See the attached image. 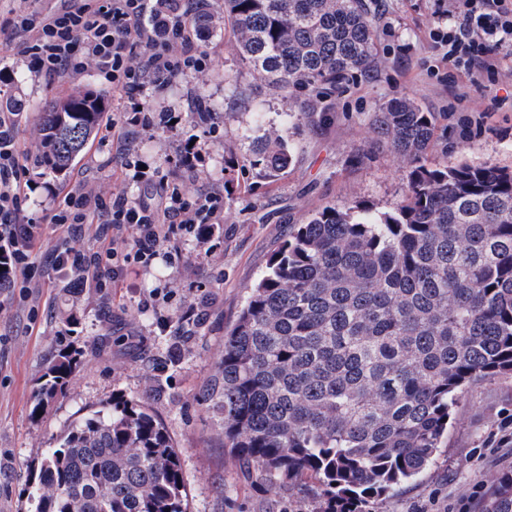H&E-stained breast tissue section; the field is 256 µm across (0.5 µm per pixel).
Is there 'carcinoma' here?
Returning <instances> with one entry per match:
<instances>
[{"label": "carcinoma", "instance_id": "carcinoma-1", "mask_svg": "<svg viewBox=\"0 0 512 512\" xmlns=\"http://www.w3.org/2000/svg\"><path fill=\"white\" fill-rule=\"evenodd\" d=\"M202 30L210 0H195ZM246 68L274 87L333 85L369 71L374 23L364 0H223ZM66 95L40 117V163L69 169L101 120L100 95ZM451 112L394 98L372 113L374 148L401 162L407 193L387 211L327 206L289 226L224 337L218 387L224 447L267 479L309 477L324 512H359L419 476L477 381L512 373V170L429 156L466 142ZM80 125L78 146L66 147ZM286 130L267 131L249 166L275 179L292 163ZM76 358L58 355L38 404L63 393ZM36 512H186L179 456L160 420L133 401L94 412L48 449ZM486 512H512V470Z\"/></svg>", "mask_w": 512, "mask_h": 512}]
</instances>
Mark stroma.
<instances>
[{
	"label": "stroma",
	"mask_w": 512,
	"mask_h": 512,
	"mask_svg": "<svg viewBox=\"0 0 512 512\" xmlns=\"http://www.w3.org/2000/svg\"><path fill=\"white\" fill-rule=\"evenodd\" d=\"M434 0H380L374 22L373 73L352 74L318 89L285 91L243 75V64L223 28L201 32L199 43L213 60L200 82L202 107L215 115L221 136L210 142L203 172L186 181L189 193L223 185L224 166L244 163L266 130L287 127L293 164L272 182L246 173L244 189L224 201V221L205 243L186 236L165 244L167 259L131 269L105 293L71 288L62 273L35 303L19 291L0 292V512H34L29 490L49 448L82 418L116 400L142 402L164 425L179 455L188 492V512H323L313 482H271L244 467L224 446L222 425L204 396L217 376L224 336L249 289L288 238V227L327 206L354 202L376 210L392 207L406 193L404 171L394 154L377 151L355 162L353 153L371 141L368 118L382 104L406 97L429 112L466 118L471 136L454 158L473 165L512 169V56L504 57L495 81L470 82L449 73L430 36ZM0 31V88L21 114L19 138L32 159L30 176L39 188L24 211L41 225L34 246L37 265L51 261L55 234L44 217L49 187L87 178L103 191L137 196L156 193L160 175L175 179L176 147L188 137L205 139L206 124L189 118L176 130L157 127L139 142L136 161L145 165L138 184L102 167L109 149L91 139L73 166L49 173L41 154L39 117L45 101L90 89L103 94L107 110L124 100L95 71L74 83H48L5 57L14 40ZM330 111L321 126L305 113ZM294 113L286 123V113ZM200 316L185 320L184 307ZM73 350L78 364L67 391L34 414L36 394L48 365ZM512 374L470 386L448 430V443L415 480L363 512H482L496 476L512 470Z\"/></svg>",
	"instance_id": "1"
}]
</instances>
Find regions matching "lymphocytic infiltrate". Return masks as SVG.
<instances>
[{"instance_id": "1", "label": "lymphocytic infiltrate", "mask_w": 512, "mask_h": 512, "mask_svg": "<svg viewBox=\"0 0 512 512\" xmlns=\"http://www.w3.org/2000/svg\"><path fill=\"white\" fill-rule=\"evenodd\" d=\"M186 0H55L44 16L10 12L1 26L16 32L9 47L35 76L70 82L95 70L128 99L106 130L117 136L116 155L126 176L142 178L129 159L131 144L153 137L152 108L137 94L150 84H165L186 74H205L213 66L197 42ZM438 20L431 36L442 47L441 60L471 79L492 78L498 56L512 50V0H436ZM20 113L0 111V288L29 284L33 276L52 280L76 272L78 288H106L131 264H149L164 242L194 234L206 240L212 225L224 221V192L212 188L186 199L160 180V204L126 193H103L87 179L52 193L48 215L57 235L55 263L36 268L33 247L40 227L22 213L34 190L18 133ZM95 227L93 247L78 250L71 237L81 225Z\"/></svg>"}]
</instances>
